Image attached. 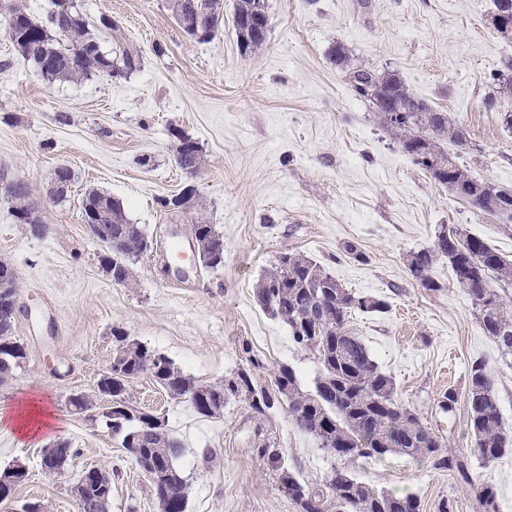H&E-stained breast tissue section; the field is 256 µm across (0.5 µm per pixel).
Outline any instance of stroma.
Wrapping results in <instances>:
<instances>
[{
    "instance_id": "1",
    "label": "stroma",
    "mask_w": 512,
    "mask_h": 512,
    "mask_svg": "<svg viewBox=\"0 0 512 512\" xmlns=\"http://www.w3.org/2000/svg\"><path fill=\"white\" fill-rule=\"evenodd\" d=\"M92 22L112 17L113 40L137 49L141 65L124 78L95 75L45 84L5 32L11 6L45 23L57 0H0V262L18 277L14 337L27 357L0 380V471L23 465L25 481L0 512L38 500L48 512H78L71 488L91 466L112 472L109 512H159L140 469L111 431L69 411L70 393H94L112 358V332L168 356L204 384L231 377L249 356L262 359L258 382L292 367L310 390L320 371L287 326L256 303L255 288L280 252L313 259L344 288L384 298L383 314L353 312L348 328L383 371L397 398L428 424L444 455L465 471L434 468L399 455L355 461L359 480L413 494L422 512H477L472 483L493 488L500 512H512V451L493 463L475 453L464 401L441 408L445 392H464L471 362L492 372L502 424L512 431V356L480 329L447 261L431 293L409 275L411 253L433 245L441 225L460 224L512 259V220L461 204L435 183L382 128L344 72L328 61L343 46L353 62L396 72L434 109L466 132L449 145L473 177L512 186V132L501 115L512 98L489 107L498 77L512 69V39L488 24L492 0H267L271 32L255 55H242L232 23L208 42L177 24L169 0H73ZM198 142L195 178L174 160L173 130ZM148 165H141V158ZM68 166L74 181L54 202L51 178ZM29 185L47 225L31 235L14 215L4 184ZM196 188L195 210L162 199ZM96 189L119 200L154 248L134 262L136 283L118 286L99 266L103 244L83 220L82 198ZM202 213L224 237V264L166 272L180 228L189 240ZM354 242L364 260L345 256ZM138 407L164 416L182 449L175 465L187 484V512H294L274 473L252 452L254 419L231 402L220 418L198 415L146 378L130 390ZM41 401L48 427L19 431V404ZM299 477L318 481L334 466L286 409L262 423ZM68 440L78 454L63 475L41 466L44 448Z\"/></svg>"
}]
</instances>
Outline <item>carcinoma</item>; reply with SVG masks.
Wrapping results in <instances>:
<instances>
[{
	"label": "carcinoma",
	"instance_id": "carcinoma-1",
	"mask_svg": "<svg viewBox=\"0 0 512 512\" xmlns=\"http://www.w3.org/2000/svg\"><path fill=\"white\" fill-rule=\"evenodd\" d=\"M57 6L49 27L34 23L19 6L10 9L7 20L13 46L33 63L45 83L78 80L97 73L114 77L137 70L141 64L137 50L120 47L112 55L102 51L99 39L75 5L70 0H58ZM171 10L188 36L204 42L213 38L223 19L224 0H171ZM260 18L270 21L266 0H235L233 25L244 54L255 53L267 43L270 26L254 24ZM329 62L346 73L355 92L375 108L379 123L435 182L480 211L512 218V188L472 177L448 154L445 144H461L465 139L448 113L418 99L395 73L351 65L340 46L331 52ZM174 158L189 175L197 174L201 167V151L186 135L176 136ZM8 197L17 218L30 213L37 216L39 224L31 226L30 233L43 234L45 220L32 201L29 185L21 183ZM82 204L91 222L112 225V235L103 239L105 250L100 264L117 269L123 286L132 285L136 281L132 260L146 249L149 238L111 196L92 189L86 192ZM200 230L213 236L212 248L217 253L198 261L207 269L223 266L224 251L220 247L224 237L214 225L197 217L191 233ZM436 240L438 244L411 255V278L426 291H440L431 272L439 259H447L483 333L494 339L503 354L512 355V299L505 295V287L512 285V262L470 235L461 224L441 226ZM3 288L10 290L11 298H17L16 274L0 263V290ZM256 299L260 307L288 327L293 343L317 360L321 372L314 392L302 391L295 371L287 366L279 367L271 384H261L254 371L263 364L256 358L248 359V366L229 378L201 384L167 356L140 343L125 361L123 375L112 378V435L129 449L165 512H186V483L174 465L181 443L171 433L167 420L132 403L130 387L143 377L173 399H188L197 414L208 418L223 416L224 407L233 400L245 402L253 418L265 417L285 404L296 427L316 438L333 457L353 462L395 454L427 459L435 468L451 466V458L442 455V444L432 429L397 400L391 378L347 328L351 313H384L387 301L344 288L316 261L289 250L282 252L274 268L261 278ZM11 335L12 322L0 321V355L7 358V362H0V379L10 376L26 358L24 353L10 352L14 347L23 349ZM466 405L473 448L483 463H492L512 449V434L502 426L494 378L481 359L471 362ZM253 453L276 472L279 489L295 512H420L415 496L378 490L360 481L348 467L334 466L317 482L296 477L260 424L255 429ZM96 473L99 483L91 480L83 489L88 500L98 497V484L112 483L110 471L100 468ZM473 490L479 512H499L491 487L479 483L473 485Z\"/></svg>",
	"mask_w": 512,
	"mask_h": 512
}]
</instances>
